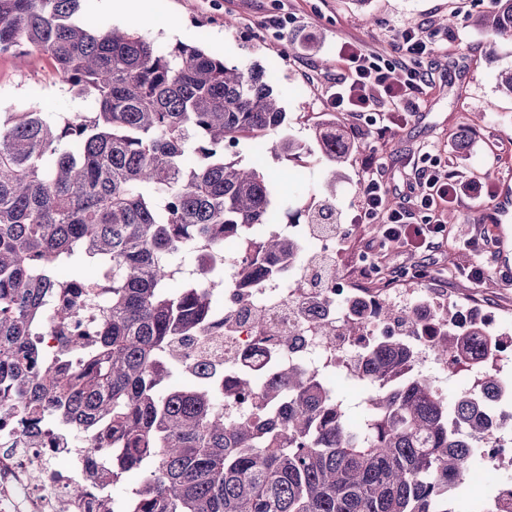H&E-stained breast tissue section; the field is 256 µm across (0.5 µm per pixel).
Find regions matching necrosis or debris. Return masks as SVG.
<instances>
[{
    "instance_id": "necrosis-or-debris-1",
    "label": "necrosis or debris",
    "mask_w": 512,
    "mask_h": 512,
    "mask_svg": "<svg viewBox=\"0 0 512 512\" xmlns=\"http://www.w3.org/2000/svg\"><path fill=\"white\" fill-rule=\"evenodd\" d=\"M248 238L288 235L302 245L300 261L283 274L266 276L245 288L225 293L216 310L223 328L214 355L225 366L246 368L254 390H261L280 367L292 365L321 380L336 376L338 368L351 375V386L368 390L358 360L375 338L394 333V325L377 321L379 301L410 308L424 321L412 346L419 366L429 362L431 349L424 340L434 325L428 316L446 308L447 299L423 291L387 292L384 298L364 294L354 282L336 275V231L320 232L310 224H250ZM259 312L260 324L246 319ZM329 323L332 336L318 329ZM90 436L65 441L45 438L39 448H0V512H102L111 500L112 483L88 481L92 462L103 459ZM80 494H73L74 486Z\"/></svg>"
}]
</instances>
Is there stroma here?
<instances>
[{"instance_id": "stroma-1", "label": "stroma", "mask_w": 512, "mask_h": 512, "mask_svg": "<svg viewBox=\"0 0 512 512\" xmlns=\"http://www.w3.org/2000/svg\"><path fill=\"white\" fill-rule=\"evenodd\" d=\"M149 5L152 19L140 31L156 44L205 46L228 64L262 68L288 115L285 135L310 144L316 128L332 121L352 140L366 142V149L352 152L337 167L316 153L288 160L269 148L256 157L251 138L224 149L227 158L241 164L260 161L273 181L275 223L294 222L322 199L326 185L334 186L342 233L337 276L367 288L381 287L392 276L401 288L447 291L452 301L491 319L512 313V237L503 238L493 220L496 198L460 201L447 212V237L416 253L384 243L372 225L351 221L369 156L381 163L377 173L390 204L412 211L418 223L424 220L415 208L420 167L435 166L443 178L451 172L476 178L495 190L512 181V95L497 81L499 71L512 66V38L470 23L472 16L491 10L493 0H149ZM451 13L453 31L436 28V20ZM283 15L293 18L302 38L280 34L271 25V18ZM418 23L433 51L422 61L430 88L416 112L381 137L372 118L329 106L342 43H359L393 67L400 61L402 27ZM31 104L49 116L82 107L47 57L0 56V112ZM476 238L479 250L465 248V241ZM477 264L486 275L475 283L467 272Z\"/></svg>"}]
</instances>
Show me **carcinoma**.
Wrapping results in <instances>:
<instances>
[{
	"label": "carcinoma",
	"mask_w": 512,
	"mask_h": 512,
	"mask_svg": "<svg viewBox=\"0 0 512 512\" xmlns=\"http://www.w3.org/2000/svg\"><path fill=\"white\" fill-rule=\"evenodd\" d=\"M83 0H0V55L50 58L83 112L50 121L34 106L0 113V420L23 410L63 436L81 429L112 456V483L139 470L124 512H463L455 490L482 471L475 442L492 439L479 400L503 383L449 396L392 336L361 363L372 389L357 413L288 366L228 421L220 402L252 394L241 371L203 365L178 387L165 364L174 338L215 334L210 274L224 241L269 224L270 179L224 147L280 130L286 113L257 68L216 51L160 48L139 32L77 23ZM476 25L512 35V0H494ZM333 123L315 146L282 138L286 158L318 152L339 165L354 150ZM298 241L267 237L238 287L290 265ZM189 256L201 286L172 288L174 258ZM75 276L57 277L60 267ZM89 268L93 277L81 271ZM108 280L109 298L77 284ZM438 355L492 354L482 323L435 315ZM62 337L47 363L43 337Z\"/></svg>",
	"instance_id": "1"
}]
</instances>
